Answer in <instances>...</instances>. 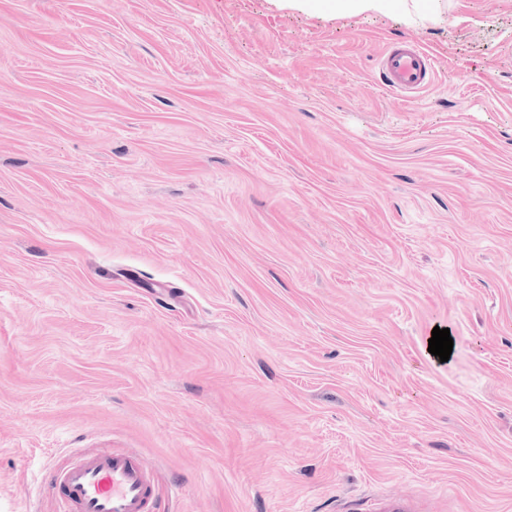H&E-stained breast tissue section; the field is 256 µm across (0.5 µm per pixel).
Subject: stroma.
I'll list each match as a JSON object with an SVG mask.
<instances>
[{"instance_id":"35a3bbf8","label":"stroma","mask_w":512,"mask_h":512,"mask_svg":"<svg viewBox=\"0 0 512 512\" xmlns=\"http://www.w3.org/2000/svg\"><path fill=\"white\" fill-rule=\"evenodd\" d=\"M397 7L0 0V512H512V0ZM380 77L386 89L399 98H412L434 79L432 56L420 47L388 46L381 56ZM54 485L68 512H158L154 469L133 451L86 452L55 472Z\"/></svg>"}]
</instances>
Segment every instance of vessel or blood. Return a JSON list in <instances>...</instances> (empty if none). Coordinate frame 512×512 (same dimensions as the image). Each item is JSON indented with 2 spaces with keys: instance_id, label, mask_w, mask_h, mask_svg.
<instances>
[{
  "instance_id": "1",
  "label": "vessel or blood",
  "mask_w": 512,
  "mask_h": 512,
  "mask_svg": "<svg viewBox=\"0 0 512 512\" xmlns=\"http://www.w3.org/2000/svg\"><path fill=\"white\" fill-rule=\"evenodd\" d=\"M380 77L400 98L424 91L434 79L433 59L419 47H387ZM69 512H157L155 472L137 453L98 449L54 474Z\"/></svg>"
}]
</instances>
